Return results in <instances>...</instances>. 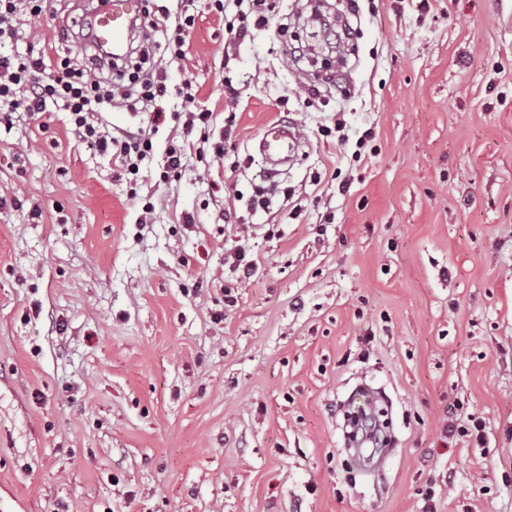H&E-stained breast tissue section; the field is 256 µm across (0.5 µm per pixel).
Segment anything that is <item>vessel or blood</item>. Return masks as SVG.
I'll return each mask as SVG.
<instances>
[{"label":"vessel or blood","instance_id":"obj_1","mask_svg":"<svg viewBox=\"0 0 512 512\" xmlns=\"http://www.w3.org/2000/svg\"><path fill=\"white\" fill-rule=\"evenodd\" d=\"M140 15L141 0H109L103 11L85 23L88 44L104 58L117 57L127 46ZM258 149L271 165L287 163L293 149L290 126L279 123L266 126Z\"/></svg>","mask_w":512,"mask_h":512}]
</instances>
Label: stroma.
<instances>
[{
    "label": "stroma",
    "mask_w": 512,
    "mask_h": 512,
    "mask_svg": "<svg viewBox=\"0 0 512 512\" xmlns=\"http://www.w3.org/2000/svg\"><path fill=\"white\" fill-rule=\"evenodd\" d=\"M307 2L234 40L193 0L166 83L212 111L230 180L193 155L160 179L173 95L103 115L153 129L135 178L64 113L0 129V512H423L429 488L434 512H512V0H328L352 55L323 77L276 29L335 55ZM97 4L52 0L19 48L64 25L81 53ZM340 116L360 159L322 133ZM272 122L302 133L274 173ZM360 386L391 405L376 465L341 431Z\"/></svg>",
    "instance_id": "stroma-1"
}]
</instances>
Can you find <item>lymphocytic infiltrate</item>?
Here are the masks:
<instances>
[{"label":"lymphocytic infiltrate","mask_w":512,"mask_h":512,"mask_svg":"<svg viewBox=\"0 0 512 512\" xmlns=\"http://www.w3.org/2000/svg\"><path fill=\"white\" fill-rule=\"evenodd\" d=\"M45 0H0V125L12 126L18 112L38 114L54 107L66 113L75 134L99 152L121 158L130 175L151 158L153 140L140 130L112 135L99 118L104 105L115 99H129L126 84H139L136 97L142 111L156 109L167 92L162 73L127 74L114 67L109 78L99 76L100 62L91 54L75 58L60 54L57 41L67 40V29L43 39L38 51L23 53L7 50L8 42L18 40L22 21L39 19ZM143 16L136 28L141 41L136 48L141 59H148L154 46H162L166 62L180 63L186 58V36L196 17L188 9L157 5L144 0Z\"/></svg>","instance_id":"obj_1"}]
</instances>
